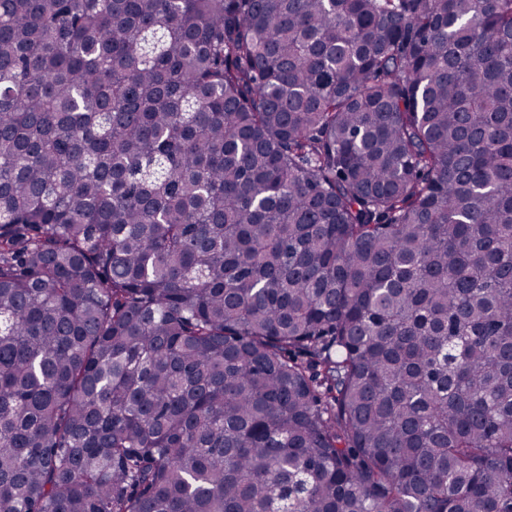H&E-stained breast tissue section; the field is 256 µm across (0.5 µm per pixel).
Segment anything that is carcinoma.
<instances>
[{
	"mask_svg": "<svg viewBox=\"0 0 512 512\" xmlns=\"http://www.w3.org/2000/svg\"><path fill=\"white\" fill-rule=\"evenodd\" d=\"M0 512H512V0H0Z\"/></svg>",
	"mask_w": 512,
	"mask_h": 512,
	"instance_id": "cac0c4a2",
	"label": "carcinoma"
}]
</instances>
